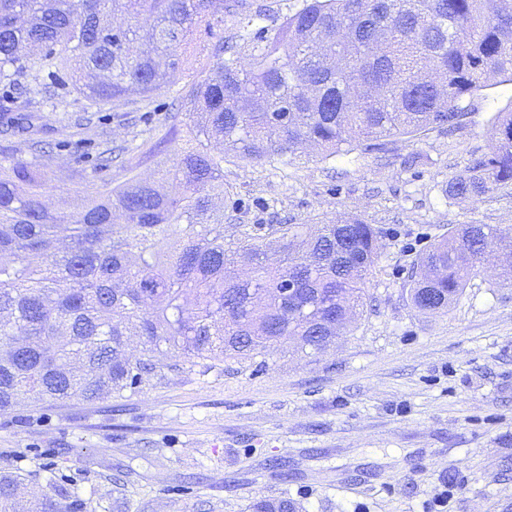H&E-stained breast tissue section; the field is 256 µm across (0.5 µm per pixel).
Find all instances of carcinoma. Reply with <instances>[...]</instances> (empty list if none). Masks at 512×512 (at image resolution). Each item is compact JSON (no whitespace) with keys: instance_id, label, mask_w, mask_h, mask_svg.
<instances>
[{"instance_id":"cac0c4a2","label":"carcinoma","mask_w":512,"mask_h":512,"mask_svg":"<svg viewBox=\"0 0 512 512\" xmlns=\"http://www.w3.org/2000/svg\"><path fill=\"white\" fill-rule=\"evenodd\" d=\"M237 0H0V80L29 53L52 98L72 71L86 98L148 96L205 52L210 74L185 90L188 139L160 180L105 182L76 210L42 201L40 161H0V412L22 401H93L137 392L172 350L187 360L253 359L293 338L317 353L363 306L378 229L358 217L271 224L225 238L224 152L261 162L304 146L324 157L401 135L459 129L492 81H512V0H302L240 53L201 34ZM148 13L145 29L139 16ZM124 16L122 25L112 16ZM492 150L448 182L454 198L512 184V112ZM220 152L212 153V143ZM512 268V230L464 224L431 243L409 275L412 306L441 313L485 250ZM144 339V354L125 338ZM0 471V512H76Z\"/></svg>"}]
</instances>
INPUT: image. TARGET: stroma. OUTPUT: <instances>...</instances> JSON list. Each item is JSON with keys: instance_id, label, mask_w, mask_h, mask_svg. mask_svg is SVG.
Segmentation results:
<instances>
[{"instance_id": "stroma-1", "label": "stroma", "mask_w": 512, "mask_h": 512, "mask_svg": "<svg viewBox=\"0 0 512 512\" xmlns=\"http://www.w3.org/2000/svg\"><path fill=\"white\" fill-rule=\"evenodd\" d=\"M301 3L244 0L213 37L236 45L247 24L274 26ZM211 68L197 58L191 75L127 103L12 91L7 107L23 125L0 134V159L51 144L44 201L63 211L102 182L158 177L183 144L185 87ZM509 111L512 82H502L452 134L433 128L329 159L225 155L238 201L224 208L227 234L351 216L379 229L363 314L314 355L278 344L204 375L171 354L134 395L29 403L15 421L0 413V468L36 473L37 494L66 490L85 512H251L284 499L298 512H512V287L489 255L447 312L419 314L406 295L417 256L451 228H512L511 185L467 201L446 192L490 152L493 118ZM117 144L125 166L94 172Z\"/></svg>"}]
</instances>
